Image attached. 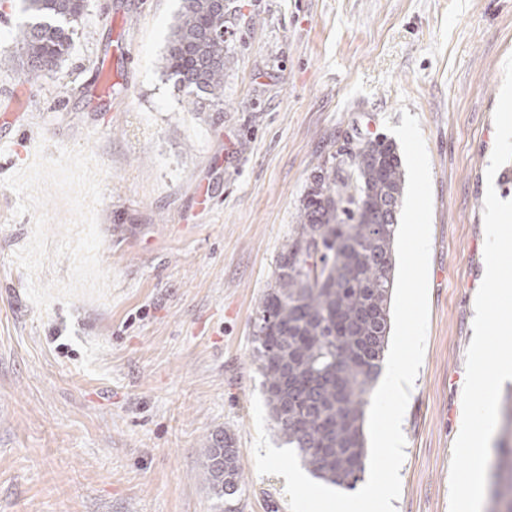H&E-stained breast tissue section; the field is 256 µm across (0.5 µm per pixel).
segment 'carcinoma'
<instances>
[{
  "mask_svg": "<svg viewBox=\"0 0 512 512\" xmlns=\"http://www.w3.org/2000/svg\"><path fill=\"white\" fill-rule=\"evenodd\" d=\"M26 21L9 58L35 80L69 55L87 0H22ZM226 11L218 0H182L163 56L181 92L224 94ZM403 172L393 142L359 139L313 177L298 224L280 252L274 285L254 320V362L281 439L317 478L353 490L365 471V409L385 358L394 288ZM490 475L496 512H512V446ZM202 466L214 496L236 493L241 452L213 432Z\"/></svg>",
  "mask_w": 512,
  "mask_h": 512,
  "instance_id": "carcinoma-1",
  "label": "carcinoma"
}]
</instances>
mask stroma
Here are the masks:
<instances>
[{
	"instance_id": "35a3bbf8",
	"label": "stroma",
	"mask_w": 512,
	"mask_h": 512,
	"mask_svg": "<svg viewBox=\"0 0 512 512\" xmlns=\"http://www.w3.org/2000/svg\"><path fill=\"white\" fill-rule=\"evenodd\" d=\"M224 95H183L161 70L181 0H87L62 64L29 81L6 47L23 20L0 0V512H223L201 466L233 433L235 512H289L256 470L252 326L301 200L345 140L420 121L433 213L424 359L402 423L396 512H449L487 187L512 200V162L486 170L512 54V0H227ZM92 154L99 299L44 309L29 280L66 281L2 183L37 151Z\"/></svg>"
}]
</instances>
